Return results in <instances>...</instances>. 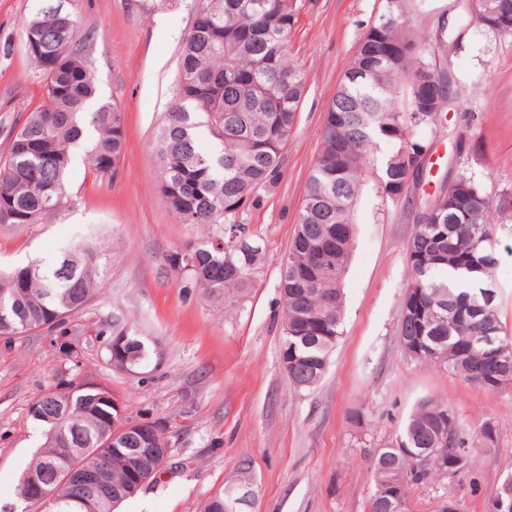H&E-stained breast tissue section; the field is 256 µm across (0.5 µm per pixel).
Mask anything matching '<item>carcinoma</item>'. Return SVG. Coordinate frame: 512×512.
<instances>
[{"instance_id":"1","label":"carcinoma","mask_w":512,"mask_h":512,"mask_svg":"<svg viewBox=\"0 0 512 512\" xmlns=\"http://www.w3.org/2000/svg\"><path fill=\"white\" fill-rule=\"evenodd\" d=\"M184 40L178 97L157 136L159 191L184 224H217L220 231L171 257L188 288L212 297L251 287L265 256L263 239L246 230L243 215L258 193L275 184L283 149L297 120L306 86L300 59L288 47L297 0H198ZM428 0H381L382 10L364 33L332 97L321 130L322 149L308 177L294 235L280 270L283 305L281 355L299 389L317 385L342 334L343 277L351 258L353 210L368 182L381 203L397 202L410 156L433 147L461 93L450 55L463 32L476 24L495 36L512 35L509 0H458L452 25L428 31L416 23ZM40 56L53 64L43 104L22 119L0 164V226L43 224L68 206L66 177L72 155L84 150L90 169L114 176L124 149L125 116L115 103L96 98L95 74L76 48L80 22L65 23L48 0L25 25ZM406 246L404 292L420 297L414 316L401 302L398 335L420 364H440L483 388L512 384V330L503 325L496 283L498 234L512 224V187L493 200L467 175L448 172L421 202ZM98 253L67 251L0 273V336L34 330L59 332V350L79 366V351L66 339L69 317L82 309L99 282ZM496 337L497 358L479 343ZM112 366L134 371L151 349L135 332L116 324L96 338ZM121 403L104 384L67 380L30 409L44 428L36 461L17 489L25 502L32 478L53 494V512H83L90 494L80 479L99 471L105 489L98 512H115L134 497L131 470L160 472V459L137 454L165 448L162 432L146 437L122 419ZM373 487L368 512H408L413 488L439 474L470 475L474 462L452 407L421 401L395 439L371 452ZM454 459V469L444 465ZM250 477L213 496L204 512H242Z\"/></svg>"}]
</instances>
